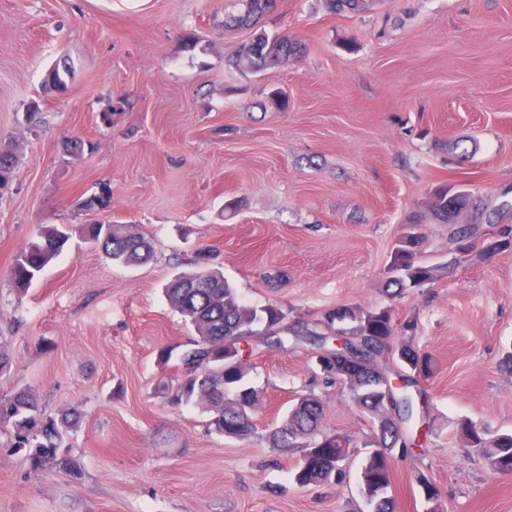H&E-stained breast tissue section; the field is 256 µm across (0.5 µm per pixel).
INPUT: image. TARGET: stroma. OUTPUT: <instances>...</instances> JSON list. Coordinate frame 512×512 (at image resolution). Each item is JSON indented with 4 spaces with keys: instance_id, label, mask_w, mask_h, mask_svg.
I'll return each instance as SVG.
<instances>
[{
    "instance_id": "stroma-1",
    "label": "stroma",
    "mask_w": 512,
    "mask_h": 512,
    "mask_svg": "<svg viewBox=\"0 0 512 512\" xmlns=\"http://www.w3.org/2000/svg\"><path fill=\"white\" fill-rule=\"evenodd\" d=\"M233 5L0 0V144L19 157L0 199V348L11 359L0 395L25 388L48 415L81 414L65 447L77 475L31 470L0 426V512H363L357 480L295 486L301 449L268 440L309 393L325 403V430L359 443L374 428L309 347L254 346L260 404L243 440L164 391V354L195 332L163 288L204 249L246 303L278 305L286 325L347 304L393 307L398 328L416 322L414 343L433 359L416 386L432 434L394 464L396 512H426L421 475L443 512H512V471L490 470L456 433L464 420L512 432V372L500 365L512 249L456 252L428 207L437 186L467 177L481 208L512 225V0H374L361 13L279 0L259 27L301 51L258 74L229 63L249 35L225 30ZM63 64L66 90L46 89ZM76 138L86 147L74 155ZM104 186L111 212L84 210ZM413 221L419 260L440 272L392 298L390 254ZM108 222L151 235L153 261L116 266L77 233ZM42 224L73 235L21 293L10 268Z\"/></svg>"
}]
</instances>
